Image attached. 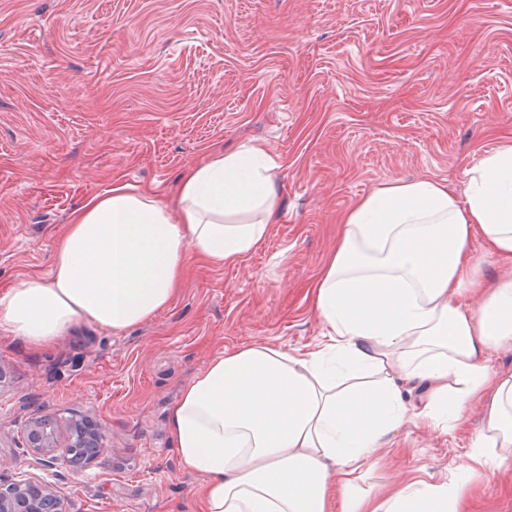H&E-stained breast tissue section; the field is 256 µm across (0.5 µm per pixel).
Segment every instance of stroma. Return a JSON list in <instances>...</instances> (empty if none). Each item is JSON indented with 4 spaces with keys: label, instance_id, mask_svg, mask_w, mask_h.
<instances>
[{
    "label": "stroma",
    "instance_id": "1",
    "mask_svg": "<svg viewBox=\"0 0 512 512\" xmlns=\"http://www.w3.org/2000/svg\"><path fill=\"white\" fill-rule=\"evenodd\" d=\"M512 138V0H0V291L47 275L51 242L122 181L169 200L240 144L265 145L281 211L248 258H189L154 319L80 324L26 350L0 330V482L54 483L67 512H198L168 406L209 360L256 342L309 350L325 327L310 286L340 216L381 184L465 171ZM88 415L107 454L81 472L26 455L37 415ZM411 422L362 489L451 472L480 426ZM512 512V463L474 497Z\"/></svg>",
    "mask_w": 512,
    "mask_h": 512
}]
</instances>
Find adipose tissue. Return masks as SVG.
I'll return each mask as SVG.
<instances>
[{
    "instance_id": "1",
    "label": "adipose tissue",
    "mask_w": 512,
    "mask_h": 512,
    "mask_svg": "<svg viewBox=\"0 0 512 512\" xmlns=\"http://www.w3.org/2000/svg\"><path fill=\"white\" fill-rule=\"evenodd\" d=\"M444 182L392 181L343 216L313 285L325 340L304 353L267 342L220 353L183 388L167 424L181 468L200 476V512H470L512 460V141ZM275 167L258 142L193 169L171 202L117 181L84 200L53 241L48 278L0 296V328L29 351L81 323L122 331L172 302L188 256L233 265L280 214ZM479 307H471V299ZM421 387L418 403L410 390ZM482 425L451 475L360 490L377 449L406 424Z\"/></svg>"
}]
</instances>
